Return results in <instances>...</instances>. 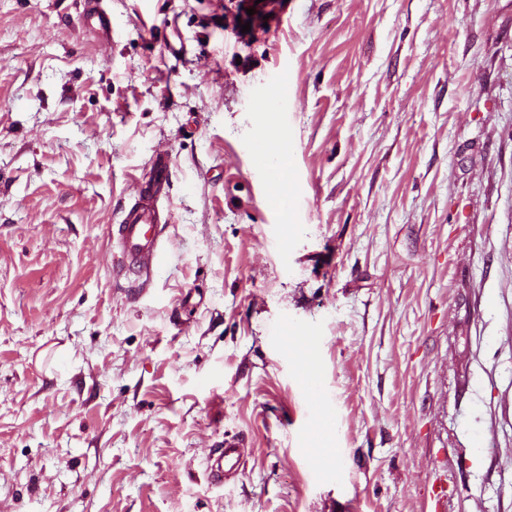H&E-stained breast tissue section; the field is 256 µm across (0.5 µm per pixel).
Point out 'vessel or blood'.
Masks as SVG:
<instances>
[{
	"label": "vessel or blood",
	"instance_id": "b4317fda",
	"mask_svg": "<svg viewBox=\"0 0 512 512\" xmlns=\"http://www.w3.org/2000/svg\"><path fill=\"white\" fill-rule=\"evenodd\" d=\"M88 27L98 40L113 39L112 15L103 7L97 8L87 18ZM169 180L167 155H156L150 164L148 179L137 199L123 210L115 241L118 266L132 269L141 279H148L153 264L162 249L163 235L172 216L162 213L158 203L164 196ZM244 451L237 439L225 441L223 447L214 449L207 468L212 483L221 485L235 479L242 466Z\"/></svg>",
	"mask_w": 512,
	"mask_h": 512
}]
</instances>
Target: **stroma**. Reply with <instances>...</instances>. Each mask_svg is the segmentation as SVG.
<instances>
[{
    "label": "stroma",
    "mask_w": 512,
    "mask_h": 512,
    "mask_svg": "<svg viewBox=\"0 0 512 512\" xmlns=\"http://www.w3.org/2000/svg\"><path fill=\"white\" fill-rule=\"evenodd\" d=\"M102 2L0 0V512H512V0ZM87 25L101 42H112V15L104 7L97 8L87 17ZM169 180V159L157 154L151 161L148 179L137 199L122 211L117 238L116 263L128 267L145 281L162 249L163 235L172 215L163 214L158 206ZM243 443L238 439L224 442V448H214L207 468L208 479L218 485L235 479L242 466Z\"/></svg>",
    "instance_id": "35a3bbf8"
}]
</instances>
